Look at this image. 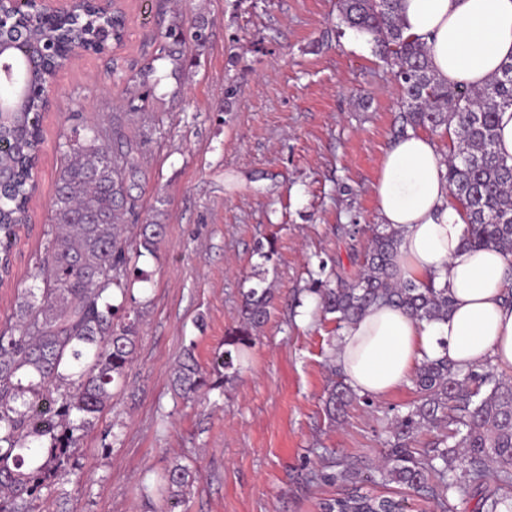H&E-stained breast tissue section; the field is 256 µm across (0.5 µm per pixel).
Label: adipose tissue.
I'll list each match as a JSON object with an SVG mask.
<instances>
[{
	"label": "adipose tissue",
	"mask_w": 512,
	"mask_h": 512,
	"mask_svg": "<svg viewBox=\"0 0 512 512\" xmlns=\"http://www.w3.org/2000/svg\"><path fill=\"white\" fill-rule=\"evenodd\" d=\"M406 33L424 37L438 78L478 87L512 59V0H400ZM445 164L426 136L408 134L383 156L374 185L380 223L399 229L398 280L434 277L450 312L417 321L378 303L346 330L336 363L359 394L384 397L401 387L424 356L459 367L485 362L512 369V262L493 248L465 243L464 213L453 202Z\"/></svg>",
	"instance_id": "obj_1"
}]
</instances>
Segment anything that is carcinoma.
<instances>
[{"label": "carcinoma", "mask_w": 512, "mask_h": 512, "mask_svg": "<svg viewBox=\"0 0 512 512\" xmlns=\"http://www.w3.org/2000/svg\"><path fill=\"white\" fill-rule=\"evenodd\" d=\"M78 19L47 22L28 10L19 17L21 45L31 58L16 55L10 67L21 71L33 62L23 103L0 112V286L12 272V257L28 227L29 204L36 190L37 152L42 141L43 99L38 88L51 82L68 47L92 43L105 20L78 0ZM341 25L371 37L375 54L400 84L404 105L395 134L427 129L446 134L451 146L445 159L448 189L468 224L466 244L494 247L512 257V162L497 151L498 114L512 107V61L479 88L448 85L430 65L421 38L405 32L399 0H339ZM207 22L186 23L173 13L161 33L157 59L167 63L160 74L153 66L127 79L128 114L135 101L162 81L179 79L187 40L202 46ZM65 162L51 210V224L37 265L42 287L17 294L14 311L0 325V512H33L44 486L64 469L80 441L112 404L113 387L133 363L140 319L128 302L132 265L139 255L125 235L138 219L142 162L133 141L94 123L60 135ZM163 225H140L139 246L154 251ZM402 232L387 225L376 230L357 281L336 278V287L318 288L323 312L348 327L372 305L385 302L419 321L448 317L445 288L433 279L399 281L393 258ZM255 286L242 293L237 324L224 335V350L210 370L201 369L193 347L184 349L173 368L172 383L183 398H198L224 388L238 375L269 315L273 288L256 270ZM328 397L334 415L354 390L341 372ZM414 384L418 400L398 413L388 427L382 462L369 476L394 483L431 501L439 512L482 491L481 512H512V377H495L486 368L456 367L447 357H424ZM435 431L428 449L412 448L422 430ZM197 479L190 467L174 464L161 477L164 505L173 512ZM356 486L353 494L320 504L321 512H393L396 502L362 491V470L352 463L332 476Z\"/></svg>", "instance_id": "obj_1"}]
</instances>
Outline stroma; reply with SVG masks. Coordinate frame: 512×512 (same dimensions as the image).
I'll use <instances>...</instances> for the list:
<instances>
[{"label":"stroma","mask_w":512,"mask_h":512,"mask_svg":"<svg viewBox=\"0 0 512 512\" xmlns=\"http://www.w3.org/2000/svg\"><path fill=\"white\" fill-rule=\"evenodd\" d=\"M124 8L123 45L56 73L0 323L18 293L38 285L63 162L59 132L111 122L124 78L156 57L171 11L205 17L210 39L188 47L179 94H148L122 122L143 156L140 215L164 226L154 252L137 261L146 276L134 287L140 339L71 471L34 507L158 512L159 498L143 489L179 462L200 478L176 512H320V502L352 490L327 474L347 462L374 467L390 418L418 398L409 381L383 398L358 397L339 419L327 415L341 333L310 275L322 259L347 279L360 275L402 91L368 35L337 28V0H124ZM353 224L363 233L349 235ZM268 237L277 248L266 267L271 315L239 376L206 400L178 398L170 374L183 347L194 345L209 368L238 321L255 246Z\"/></svg>","instance_id":"35a3bbf8"}]
</instances>
